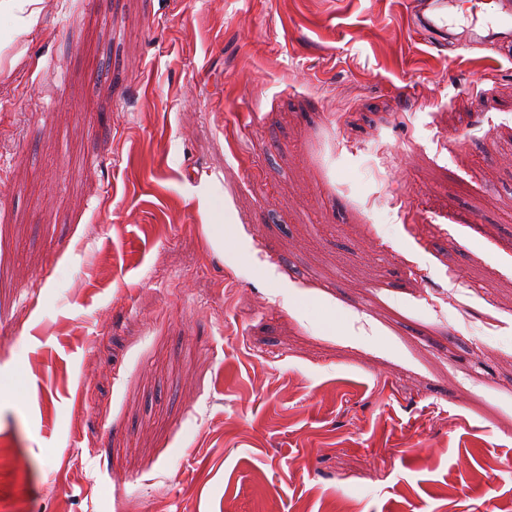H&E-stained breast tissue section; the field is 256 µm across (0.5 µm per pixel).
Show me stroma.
<instances>
[{
    "mask_svg": "<svg viewBox=\"0 0 512 512\" xmlns=\"http://www.w3.org/2000/svg\"><path fill=\"white\" fill-rule=\"evenodd\" d=\"M35 9L0 512H512V54L407 0ZM454 4V0H424L419 14L411 19L414 35L430 45H433L430 35H448Z\"/></svg>",
    "mask_w": 512,
    "mask_h": 512,
    "instance_id": "35a3bbf8",
    "label": "stroma"
}]
</instances>
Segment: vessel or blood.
<instances>
[{
    "instance_id": "1",
    "label": "vessel or blood",
    "mask_w": 512,
    "mask_h": 512,
    "mask_svg": "<svg viewBox=\"0 0 512 512\" xmlns=\"http://www.w3.org/2000/svg\"><path fill=\"white\" fill-rule=\"evenodd\" d=\"M468 32L457 38L455 48L465 51L475 46H496L512 37V0H471ZM455 0H424L411 20L412 31L421 41L430 35H444L452 18Z\"/></svg>"
}]
</instances>
